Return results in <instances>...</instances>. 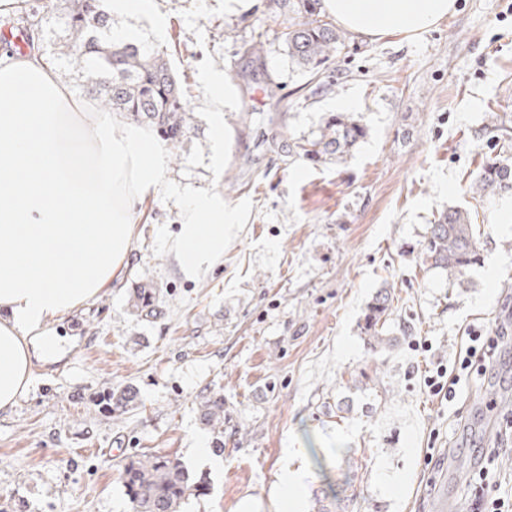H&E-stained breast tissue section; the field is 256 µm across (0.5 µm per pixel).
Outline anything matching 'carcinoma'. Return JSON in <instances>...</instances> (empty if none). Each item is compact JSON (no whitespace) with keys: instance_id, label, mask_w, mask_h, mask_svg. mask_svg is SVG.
<instances>
[{"instance_id":"1","label":"carcinoma","mask_w":512,"mask_h":512,"mask_svg":"<svg viewBox=\"0 0 512 512\" xmlns=\"http://www.w3.org/2000/svg\"><path fill=\"white\" fill-rule=\"evenodd\" d=\"M48 18L63 32V38L43 39L53 46L48 62L56 67L76 62L95 78L86 93L102 109L119 112L135 123L147 124L173 151L180 149L190 114L185 95L164 56L149 46L115 43L112 18L102 0H47ZM269 9L284 17L282 37L288 56L311 76L325 73L340 51L347 35L321 12V0H269ZM490 131L512 142V124L498 113L490 115ZM367 136V129L348 112L331 115L319 134L299 138L288 150L312 163L343 162ZM467 191L480 198L512 192V157L495 155L478 166ZM426 260L448 273V280L464 285L468 270L480 261L478 239L468 210L450 207L431 225ZM394 297L380 290L368 305L365 341L373 350L393 346L385 335V324ZM209 420L224 418V399L205 402ZM120 477L132 512H180L181 504L197 486L183 464L170 455L149 454L122 465Z\"/></svg>"}]
</instances>
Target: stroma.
Masks as SVG:
<instances>
[{"label": "stroma", "mask_w": 512, "mask_h": 512, "mask_svg": "<svg viewBox=\"0 0 512 512\" xmlns=\"http://www.w3.org/2000/svg\"><path fill=\"white\" fill-rule=\"evenodd\" d=\"M225 2L153 0L160 34L136 21L139 43L177 74L191 127L140 207L122 276L59 319L64 353L0 411V512H131L120 469L143 453L190 471L197 490L181 512L267 502L293 469L306 474L299 512H437L442 495L463 503L465 476L482 469L512 492V451L493 439L512 400V349L495 374L462 375L454 403L424 388L429 367L454 366L468 329L512 318V193L463 192L497 152L490 112L512 117V0H457L412 39L349 35L325 89L289 57L267 0L243 14ZM214 68L236 95L220 176L200 81ZM342 102L368 130L345 163L288 153L286 139L317 134ZM195 190L244 218L223 261L189 278L167 242ZM451 206L480 231L481 262L462 286L425 260ZM144 288L157 316L132 308ZM383 288L396 343L374 352L363 316ZM128 388L134 401L112 409L108 396ZM215 396L224 418L213 426L201 405ZM219 442L215 471L194 449Z\"/></svg>", "instance_id": "obj_1"}]
</instances>
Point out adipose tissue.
Masks as SVG:
<instances>
[{"label": "adipose tissue", "instance_id": "obj_1", "mask_svg": "<svg viewBox=\"0 0 512 512\" xmlns=\"http://www.w3.org/2000/svg\"><path fill=\"white\" fill-rule=\"evenodd\" d=\"M327 15L379 40L427 31L455 0H322ZM221 165L224 111L234 98L218 70L201 78ZM166 169L164 145L146 130L78 99L39 52L0 61V411L13 409L36 363L63 340L51 327L115 281L134 243L138 208ZM168 248L187 275L224 258L239 226L219 194L186 193Z\"/></svg>", "mask_w": 512, "mask_h": 512}]
</instances>
